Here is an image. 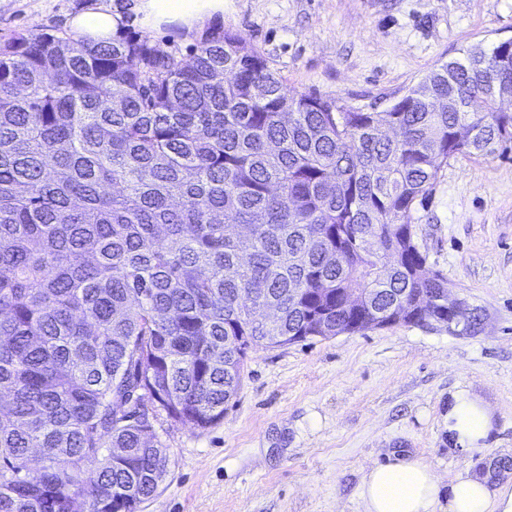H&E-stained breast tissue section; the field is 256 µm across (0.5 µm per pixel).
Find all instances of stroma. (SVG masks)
Returning <instances> with one entry per match:
<instances>
[{
    "label": "stroma",
    "instance_id": "35a3bbf8",
    "mask_svg": "<svg viewBox=\"0 0 512 512\" xmlns=\"http://www.w3.org/2000/svg\"><path fill=\"white\" fill-rule=\"evenodd\" d=\"M89 0H0V42L68 33ZM132 0H112L130 32L190 58L203 40L143 31ZM221 30L239 35L290 93L385 110L431 70L512 38V0H224ZM428 267L465 302L469 330L399 325L250 351L220 422L192 429L159 416L167 473L139 512H361L358 486L391 454L512 472V151L460 156L416 213ZM487 401L485 447L448 446V396Z\"/></svg>",
    "mask_w": 512,
    "mask_h": 512
}]
</instances>
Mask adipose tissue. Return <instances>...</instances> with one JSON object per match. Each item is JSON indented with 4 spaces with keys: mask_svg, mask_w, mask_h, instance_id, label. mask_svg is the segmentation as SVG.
Listing matches in <instances>:
<instances>
[{
    "mask_svg": "<svg viewBox=\"0 0 512 512\" xmlns=\"http://www.w3.org/2000/svg\"><path fill=\"white\" fill-rule=\"evenodd\" d=\"M132 10L144 27L177 25L186 33L204 31L224 16V0H134ZM124 19L105 0H93L70 26L87 43L111 41ZM448 443L469 451L484 447L495 427L490 405L469 389L451 393L445 416ZM363 512H512V477L490 483L488 476L463 469L442 483L425 461L400 455L365 473L357 493Z\"/></svg>",
    "mask_w": 512,
    "mask_h": 512,
    "instance_id": "adipose-tissue-1",
    "label": "adipose tissue"
}]
</instances>
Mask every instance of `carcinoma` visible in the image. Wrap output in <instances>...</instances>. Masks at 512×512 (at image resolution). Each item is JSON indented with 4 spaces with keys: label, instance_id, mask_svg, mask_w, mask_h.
Masks as SVG:
<instances>
[{
    "label": "carcinoma",
    "instance_id": "1",
    "mask_svg": "<svg viewBox=\"0 0 512 512\" xmlns=\"http://www.w3.org/2000/svg\"><path fill=\"white\" fill-rule=\"evenodd\" d=\"M502 91L511 42L394 112L290 94L228 31L190 60L125 30L0 45V512H136L169 458L131 391L206 429L250 349L448 291L414 212L449 159L512 145Z\"/></svg>",
    "mask_w": 512,
    "mask_h": 512
}]
</instances>
